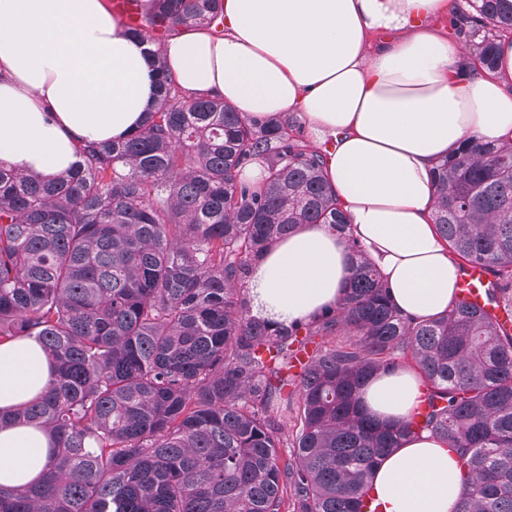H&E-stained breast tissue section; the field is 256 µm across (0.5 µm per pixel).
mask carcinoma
I'll use <instances>...</instances> for the list:
<instances>
[{
    "mask_svg": "<svg viewBox=\"0 0 512 512\" xmlns=\"http://www.w3.org/2000/svg\"><path fill=\"white\" fill-rule=\"evenodd\" d=\"M150 2L127 26L154 46L145 122L84 142L53 179L0 160V342L32 336L53 364L0 429L55 439L39 481L0 485V512H361L378 458L423 431L456 455V512H512V144L470 137L435 179L440 234L507 320L456 295L411 322L353 244L332 314L273 325L247 296L263 252L302 224L345 227L324 153L296 120L250 121L168 73L162 46L190 26L220 33L223 0ZM449 22L468 26L475 70L512 36L502 0H466ZM257 160L254 184L242 172ZM408 361L424 413L374 419L361 387Z\"/></svg>",
    "mask_w": 512,
    "mask_h": 512,
    "instance_id": "1",
    "label": "carcinoma"
}]
</instances>
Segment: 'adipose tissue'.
<instances>
[{
    "mask_svg": "<svg viewBox=\"0 0 512 512\" xmlns=\"http://www.w3.org/2000/svg\"><path fill=\"white\" fill-rule=\"evenodd\" d=\"M450 0H224V32L181 30L165 44L170 74L189 95H218L250 120L296 113L325 151L324 174L346 216L339 231L299 226L259 259L252 312L291 325L333 312L351 251L371 260L402 315L447 312L459 261L437 232L436 165L469 136L512 142V39L495 69L471 77L463 45L434 19ZM147 46L106 0H0V157L54 178L82 140L126 137L156 101ZM46 351L29 337L0 343V409L40 395ZM408 365L375 375L360 400L401 422L422 401ZM52 437L30 425L0 430V485L45 470ZM381 512H454L456 458L429 432L372 470Z\"/></svg>",
    "mask_w": 512,
    "mask_h": 512,
    "instance_id": "obj_1",
    "label": "adipose tissue"
}]
</instances>
